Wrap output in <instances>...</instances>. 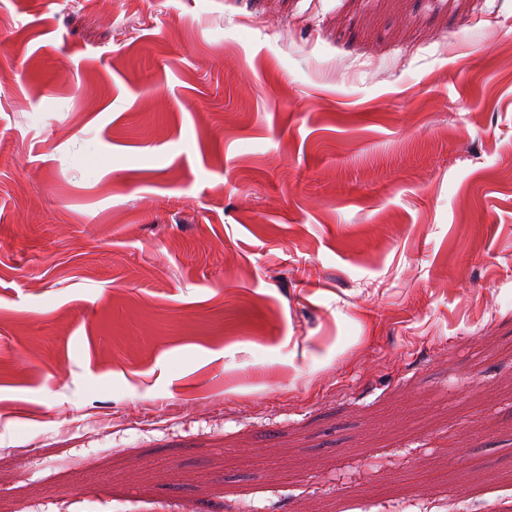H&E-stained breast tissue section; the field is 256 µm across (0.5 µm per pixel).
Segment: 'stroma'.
I'll return each instance as SVG.
<instances>
[{
  "mask_svg": "<svg viewBox=\"0 0 512 512\" xmlns=\"http://www.w3.org/2000/svg\"><path fill=\"white\" fill-rule=\"evenodd\" d=\"M0 512H512V0H0Z\"/></svg>",
  "mask_w": 512,
  "mask_h": 512,
  "instance_id": "obj_1",
  "label": "stroma"
}]
</instances>
